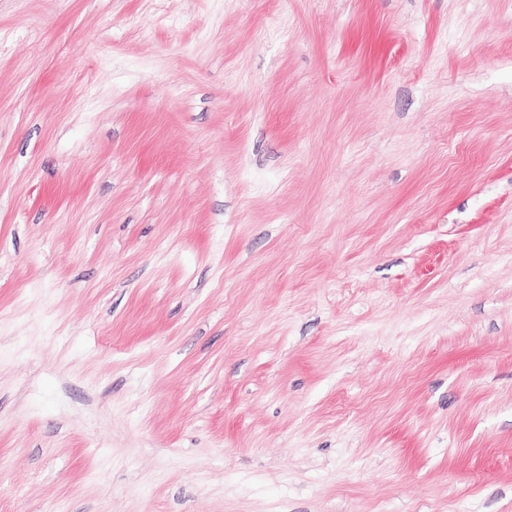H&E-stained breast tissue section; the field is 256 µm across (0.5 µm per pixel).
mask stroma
I'll use <instances>...</instances> for the list:
<instances>
[{
  "instance_id": "35a3bbf8",
  "label": "stroma",
  "mask_w": 512,
  "mask_h": 512,
  "mask_svg": "<svg viewBox=\"0 0 512 512\" xmlns=\"http://www.w3.org/2000/svg\"><path fill=\"white\" fill-rule=\"evenodd\" d=\"M0 512H512V0H0Z\"/></svg>"
}]
</instances>
